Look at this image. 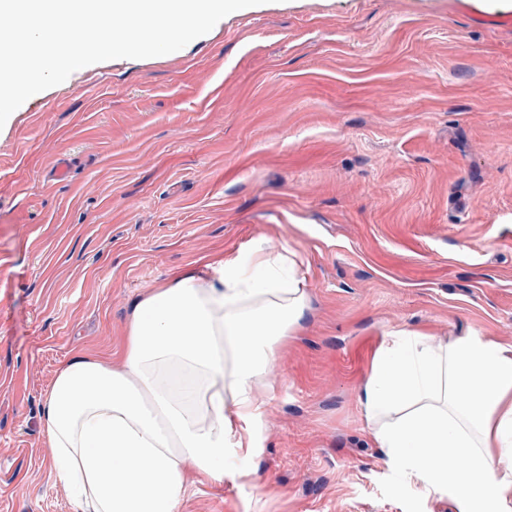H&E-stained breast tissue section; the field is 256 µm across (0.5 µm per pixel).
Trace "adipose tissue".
I'll return each mask as SVG.
<instances>
[{
	"label": "adipose tissue",
	"instance_id": "ef3b65f1",
	"mask_svg": "<svg viewBox=\"0 0 512 512\" xmlns=\"http://www.w3.org/2000/svg\"><path fill=\"white\" fill-rule=\"evenodd\" d=\"M308 308L288 248L257 245L145 293L119 365L78 355L43 404L76 512H177L190 474L260 446L255 390ZM360 401L368 435L457 512H512V345L388 332Z\"/></svg>",
	"mask_w": 512,
	"mask_h": 512
}]
</instances>
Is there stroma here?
Masks as SVG:
<instances>
[{"label": "stroma", "mask_w": 512, "mask_h": 512, "mask_svg": "<svg viewBox=\"0 0 512 512\" xmlns=\"http://www.w3.org/2000/svg\"><path fill=\"white\" fill-rule=\"evenodd\" d=\"M265 0L184 48L83 67L0 128V512H75L43 403L137 299L259 243L308 310L262 446L177 512H456L367 435L387 332L512 344V0ZM66 160L68 172L54 179Z\"/></svg>", "instance_id": "1"}]
</instances>
